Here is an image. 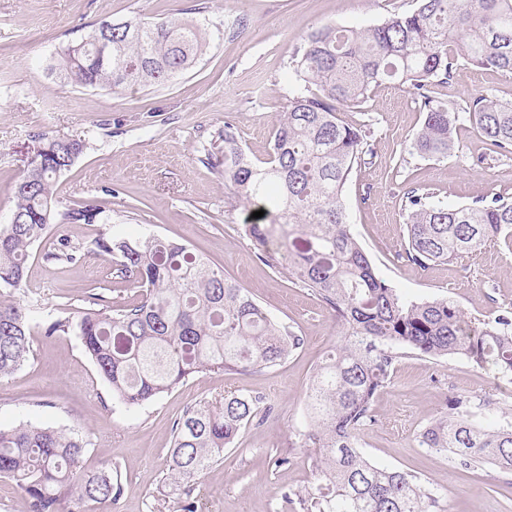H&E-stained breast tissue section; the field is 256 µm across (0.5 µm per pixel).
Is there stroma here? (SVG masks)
<instances>
[{
  "mask_svg": "<svg viewBox=\"0 0 512 512\" xmlns=\"http://www.w3.org/2000/svg\"><path fill=\"white\" fill-rule=\"evenodd\" d=\"M414 6L415 0H0V224L44 133L85 143L59 179L62 205L96 204L112 217L106 226L51 225L28 261L25 302L39 316L64 317L86 306L92 293L106 305L132 300V284L89 246L103 231L153 235L201 255L303 340L278 365L246 374L206 371L128 409L114 403L78 337L36 334L29 361L0 379V428L28 422L81 434L84 465L116 469L125 487L115 504H96L91 512H178L187 497L198 512H298L288 495L317 481L315 451L302 447L299 436L307 392L317 365L344 336L310 290L260 260L244 233L251 209L211 168L207 153L229 121L249 157L265 161L294 91L288 61L304 37L327 25H374ZM180 9L215 38L168 85L92 91L66 85L48 70L57 50L104 17L152 21ZM431 92L452 110L479 94L512 102V77L461 63ZM339 117L373 131L374 157L353 170L344 203L378 275L411 299L451 298L476 324L512 308V249L499 244L462 260L415 265L405 256L402 204L411 186L451 205L493 192L512 195V155H498L468 124L458 131L462 157L438 161L413 153L423 114L410 89L389 83L360 107L342 108ZM62 238L87 247L80 262L43 261ZM229 391L261 397L269 416L249 425L190 488L168 486L175 420L187 407L218 402ZM454 395L487 396L512 413V383L457 356L409 355L377 395L361 448L374 462L419 477L436 496L434 512H512V472L464 470L417 441Z\"/></svg>",
  "mask_w": 512,
  "mask_h": 512,
  "instance_id": "stroma-1",
  "label": "stroma"
}]
</instances>
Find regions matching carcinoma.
<instances>
[{
  "mask_svg": "<svg viewBox=\"0 0 512 512\" xmlns=\"http://www.w3.org/2000/svg\"><path fill=\"white\" fill-rule=\"evenodd\" d=\"M413 11L367 27L324 26L296 48L288 75L296 85L280 116L269 159L257 166L235 127L224 123L213 168L236 195L265 211L245 225L269 265L270 238L284 239L288 272L333 312L345 343L319 365L307 395L304 446L319 450L317 483L296 495L299 512H430L436 503L417 476L370 460L359 433L372 422L377 393L390 383L405 353L460 356L512 382V310L480 329L452 299H405L381 279L350 230L343 193L354 167L374 157L371 128L338 118L383 83L406 86L425 118L412 148L440 160L459 148L461 117L430 95L455 63L512 75V0H417ZM111 51L81 36L61 48L51 66L73 87L125 90L163 86L192 68L213 34L175 13L160 21L112 24ZM474 129L502 156L512 154V103L489 94L462 109ZM43 152L14 189V224H0V378L20 369L31 336H77L108 384L112 399L141 407L203 371L247 373L275 366L302 345L287 326L264 311L245 288L224 278L187 246L151 235L100 233L94 253L115 260L117 276L140 288L121 305L93 301L65 317L34 320L23 303L30 249L57 221L108 224L93 204L57 209L59 178L83 153L80 140L41 135ZM408 261L422 267L458 259L487 243L512 246V196L495 194L450 206L411 187L404 192ZM85 253L66 238L43 259L74 264ZM256 395L229 392L218 406L195 405L173 424L167 478L192 480L219 460L241 431L262 421ZM424 448L450 453L462 469L485 464L512 472V415L495 402L456 395L448 413L418 434ZM86 442L76 432L20 423L0 428V478L13 481L28 512H89L124 493L107 468L81 464Z\"/></svg>",
  "mask_w": 512,
  "mask_h": 512,
  "instance_id": "carcinoma-1",
  "label": "carcinoma"
}]
</instances>
